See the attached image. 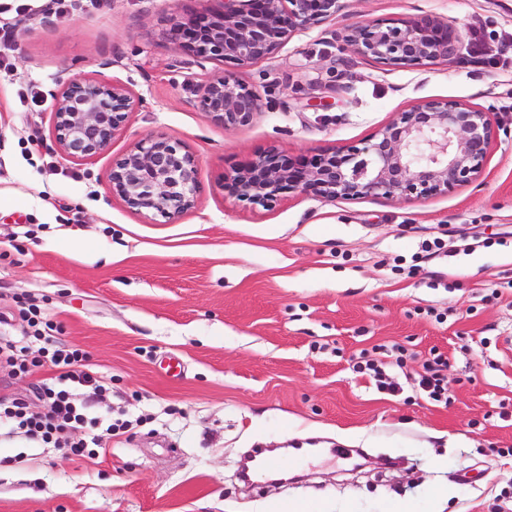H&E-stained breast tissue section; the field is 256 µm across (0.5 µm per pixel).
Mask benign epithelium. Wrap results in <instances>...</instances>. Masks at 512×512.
I'll list each match as a JSON object with an SVG mask.
<instances>
[{
    "label": "benign epithelium",
    "mask_w": 512,
    "mask_h": 512,
    "mask_svg": "<svg viewBox=\"0 0 512 512\" xmlns=\"http://www.w3.org/2000/svg\"><path fill=\"white\" fill-rule=\"evenodd\" d=\"M341 9V0H224L220 12L173 19L169 35L180 50L205 62L256 63L273 58L297 31L336 19ZM343 49L400 68L446 61L458 45L450 26L427 14L400 22L351 23ZM199 106L224 127L237 128L265 108L285 110L288 103H264L219 71L204 85ZM134 107L132 93L121 84L69 78L54 105L55 142L72 158L100 155ZM496 135L490 113L457 100L429 99L397 113L359 144L296 157L276 149L261 152L224 179L223 188L262 207L291 192L327 200H421L476 182ZM199 174V159L182 143L150 134L112 162V191L139 214L175 219L195 207Z\"/></svg>",
    "instance_id": "benign-epithelium-1"
}]
</instances>
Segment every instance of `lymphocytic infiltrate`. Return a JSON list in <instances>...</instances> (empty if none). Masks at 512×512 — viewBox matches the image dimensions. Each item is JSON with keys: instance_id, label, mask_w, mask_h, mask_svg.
I'll use <instances>...</instances> for the list:
<instances>
[{"instance_id": "1", "label": "lymphocytic infiltrate", "mask_w": 512, "mask_h": 512, "mask_svg": "<svg viewBox=\"0 0 512 512\" xmlns=\"http://www.w3.org/2000/svg\"><path fill=\"white\" fill-rule=\"evenodd\" d=\"M26 316L31 334L19 341L0 336V354L23 375L29 371V356L39 353L48 357L54 374L39 387L43 411H29L26 403L17 401L0 411V422H7L12 432L25 439L53 445L67 456L92 455L94 449L102 447L103 437L84 434L88 419L77 395L86 387H101L102 379L89 367L85 351L57 342L53 323L43 319L38 306L29 305Z\"/></svg>"}]
</instances>
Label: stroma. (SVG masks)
I'll list each match as a JSON object with an SVG mask.
<instances>
[{"mask_svg":"<svg viewBox=\"0 0 512 512\" xmlns=\"http://www.w3.org/2000/svg\"><path fill=\"white\" fill-rule=\"evenodd\" d=\"M224 0H0V334L22 337L20 298L83 349L107 390H86L104 451L69 458L0 433V512H512V0H342L269 60L225 64L262 100L287 101L227 129L197 106L215 64L164 36ZM431 14L460 36L448 60L390 68L341 50L346 25ZM105 75L136 100L110 151L67 157L54 96ZM434 98L502 127L480 179L417 201L272 207L228 197L225 178L275 148L296 157L356 144ZM162 134L200 159L194 209L170 221L129 210L112 161ZM446 254L393 271L422 240ZM498 298H491V291ZM448 359L447 403L406 369L404 391L357 372L381 347ZM49 374L12 376L0 402L42 408Z\"/></svg>","mask_w":512,"mask_h":512,"instance_id":"35a3bbf8","label":"stroma"}]
</instances>
